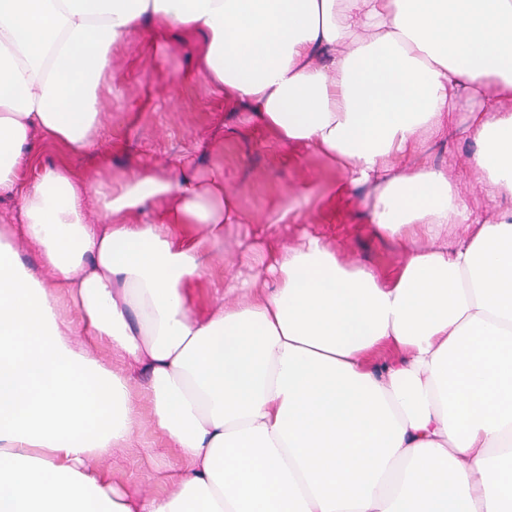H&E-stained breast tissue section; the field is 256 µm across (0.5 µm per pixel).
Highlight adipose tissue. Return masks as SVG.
Returning a JSON list of instances; mask_svg holds the SVG:
<instances>
[{"instance_id": "obj_1", "label": "adipose tissue", "mask_w": 512, "mask_h": 512, "mask_svg": "<svg viewBox=\"0 0 512 512\" xmlns=\"http://www.w3.org/2000/svg\"><path fill=\"white\" fill-rule=\"evenodd\" d=\"M172 29L336 204L368 188L392 268L266 224L228 275L220 168L99 183L96 224L65 167L23 182ZM0 195L40 257L0 253V512H512V0H0ZM147 420L181 465L133 497L100 461Z\"/></svg>"}]
</instances>
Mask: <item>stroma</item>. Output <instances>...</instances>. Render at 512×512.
I'll list each match as a JSON object with an SVG mask.
<instances>
[{
  "label": "stroma",
  "instance_id": "35a3bbf8",
  "mask_svg": "<svg viewBox=\"0 0 512 512\" xmlns=\"http://www.w3.org/2000/svg\"><path fill=\"white\" fill-rule=\"evenodd\" d=\"M101 109L102 133L87 148L70 149L34 133L35 165L66 164L76 180L89 185L175 162L189 164L203 179L223 168L226 189L249 218L224 227L220 248L228 265L253 243V218L270 220L279 207L293 205L299 216L285 228L288 241L322 230L359 262L392 259L391 241L368 235L345 209L333 208L315 192V185L332 176L325 161L313 154L286 160V148L251 127L245 113L225 109L223 90L206 74L192 72L187 50L154 47L138 36L126 40L112 53V94ZM175 462L147 423L132 447L113 452L110 466L123 489L145 495L161 491L160 478Z\"/></svg>",
  "mask_w": 512,
  "mask_h": 512
}]
</instances>
